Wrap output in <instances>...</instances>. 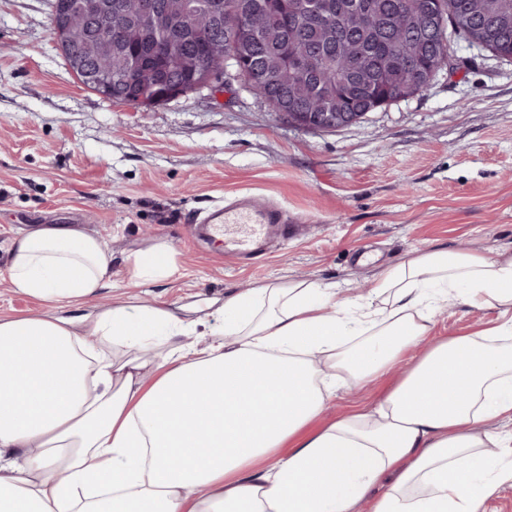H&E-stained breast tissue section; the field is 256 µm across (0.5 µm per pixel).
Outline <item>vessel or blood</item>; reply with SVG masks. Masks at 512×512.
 <instances>
[{"instance_id": "vessel-or-blood-1", "label": "vessel or blood", "mask_w": 512, "mask_h": 512, "mask_svg": "<svg viewBox=\"0 0 512 512\" xmlns=\"http://www.w3.org/2000/svg\"><path fill=\"white\" fill-rule=\"evenodd\" d=\"M200 229L223 239L225 258L237 264L263 256L271 235L287 236L293 232L279 207L251 195L213 206L201 219Z\"/></svg>"}]
</instances>
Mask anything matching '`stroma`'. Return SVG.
<instances>
[{
    "label": "stroma",
    "instance_id": "1",
    "mask_svg": "<svg viewBox=\"0 0 512 512\" xmlns=\"http://www.w3.org/2000/svg\"><path fill=\"white\" fill-rule=\"evenodd\" d=\"M51 3L0 0V315L45 309L7 279L11 240L43 227L101 235L112 252V287L66 316L118 296L210 327L225 296L271 283L358 294L424 250L512 249V62L456 41L454 73L333 132L288 123L238 77L137 109L80 82ZM237 194L278 203L302 232L257 264L226 261L194 220ZM159 244L176 273L129 286L134 255ZM497 322L496 309L452 303L432 335Z\"/></svg>",
    "mask_w": 512,
    "mask_h": 512
}]
</instances>
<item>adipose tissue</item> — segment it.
I'll return each mask as SVG.
<instances>
[{
    "instance_id": "adipose-tissue-1",
    "label": "adipose tissue",
    "mask_w": 512,
    "mask_h": 512,
    "mask_svg": "<svg viewBox=\"0 0 512 512\" xmlns=\"http://www.w3.org/2000/svg\"><path fill=\"white\" fill-rule=\"evenodd\" d=\"M9 252L12 286L52 310L0 316V512H482L512 481L488 453L512 447L493 429L512 419V251H425L358 298L305 281L237 293L199 352L161 306L60 315L111 279L102 238L40 228ZM451 302L500 321L431 338ZM392 373L317 424L339 386Z\"/></svg>"
}]
</instances>
